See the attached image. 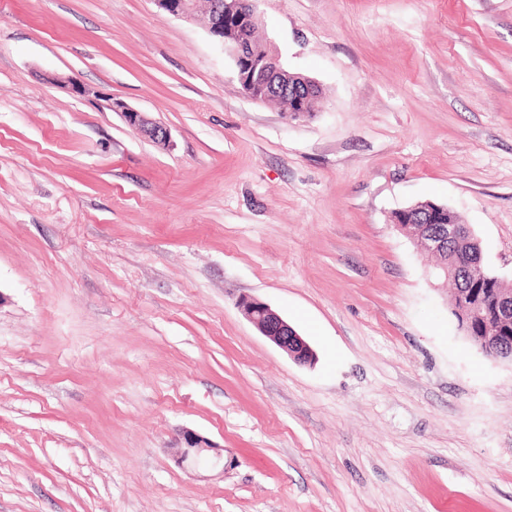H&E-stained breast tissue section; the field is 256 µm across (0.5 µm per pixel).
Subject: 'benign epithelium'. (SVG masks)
Listing matches in <instances>:
<instances>
[{
	"label": "benign epithelium",
	"mask_w": 512,
	"mask_h": 512,
	"mask_svg": "<svg viewBox=\"0 0 512 512\" xmlns=\"http://www.w3.org/2000/svg\"><path fill=\"white\" fill-rule=\"evenodd\" d=\"M157 6L165 12L186 20L194 18L193 0H155ZM209 32L218 42L222 43L224 52L233 60L239 83H250L261 87L267 93L288 97L294 107L288 109L286 115L295 117L306 112V101L317 94L320 85L308 80L302 85L285 84L279 77L283 72L278 53L274 52L262 61L254 59L249 51L248 43L241 40L234 44L224 43V16L244 17L250 21L258 19L253 0H212L209 4ZM126 125L134 132L148 138L158 146L166 147L171 143L169 129L120 101L114 103ZM472 234L465 224H432L430 230L417 239L418 249L433 254L448 250V241L459 240ZM464 307L468 314L484 320L486 325V348L494 350L493 340L499 327L512 322V293L493 292L480 305L473 306V292L462 293ZM243 314L253 327L276 347L286 353L296 363L307 365L315 360V352L299 332L275 312L267 303L250 296L240 298L238 302ZM179 463L190 462L196 465L217 467L224 463V449L217 448L191 431H184L183 446L176 449Z\"/></svg>",
	"instance_id": "obj_1"
}]
</instances>
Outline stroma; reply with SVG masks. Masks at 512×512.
Here are the masks:
<instances>
[{
    "label": "stroma",
    "mask_w": 512,
    "mask_h": 512,
    "mask_svg": "<svg viewBox=\"0 0 512 512\" xmlns=\"http://www.w3.org/2000/svg\"><path fill=\"white\" fill-rule=\"evenodd\" d=\"M255 7L318 112L154 0H0V512H512V362L390 223L447 205L512 285V0ZM123 117L126 125L137 134L148 138L155 145L166 147L171 143L169 129L163 124L150 118L146 113L140 112L120 101L113 106ZM238 305L253 327L296 363L307 365L315 360V352L303 336L267 303L244 296ZM223 452V453H222ZM179 463L190 462L196 465H211L224 468V450L212 446L202 437L191 431H184L183 446L176 448Z\"/></svg>",
    "instance_id": "1"
}]
</instances>
